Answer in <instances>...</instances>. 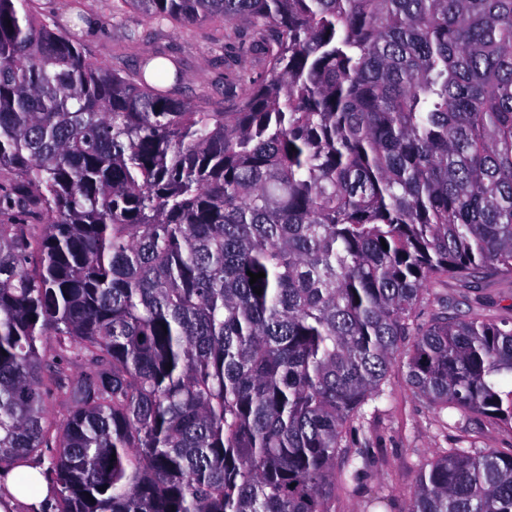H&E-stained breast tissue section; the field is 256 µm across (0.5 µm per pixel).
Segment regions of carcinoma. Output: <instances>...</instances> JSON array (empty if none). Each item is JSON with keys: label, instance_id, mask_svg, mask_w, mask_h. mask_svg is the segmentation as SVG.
I'll list each match as a JSON object with an SVG mask.
<instances>
[{"label": "carcinoma", "instance_id": "1", "mask_svg": "<svg viewBox=\"0 0 512 512\" xmlns=\"http://www.w3.org/2000/svg\"><path fill=\"white\" fill-rule=\"evenodd\" d=\"M32 2L0 0V467L55 440L56 512H336L406 336L413 388L512 429V320L418 322L512 277V0H120L250 32L230 112ZM408 512H512V451H441ZM429 295L420 307V318L428 320L441 311L443 300L461 302V310L468 309L485 314L489 318L512 317V278L499 277L484 281H471L460 277H442L429 288Z\"/></svg>", "mask_w": 512, "mask_h": 512}]
</instances>
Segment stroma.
<instances>
[{"instance_id":"1","label":"stroma","mask_w":512,"mask_h":512,"mask_svg":"<svg viewBox=\"0 0 512 512\" xmlns=\"http://www.w3.org/2000/svg\"><path fill=\"white\" fill-rule=\"evenodd\" d=\"M34 7L64 30L70 18H79L76 33L90 57L117 72H132L151 53L171 55L181 68L174 95L201 102L211 112L233 108L224 89L225 74L242 66L258 76L266 71L263 54L247 50L240 39H225L218 18L193 25L160 22L120 0H36ZM447 299L490 318H511L512 278H441L430 287L421 319L438 315ZM384 389L347 430L346 445L362 451L357 460L361 475L352 486L337 485L336 512H408L419 474L439 449L473 442L481 449L512 450V429L439 411L409 385L402 361L393 363Z\"/></svg>"}]
</instances>
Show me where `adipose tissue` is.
I'll return each mask as SVG.
<instances>
[{"label":"adipose tissue","mask_w":512,"mask_h":512,"mask_svg":"<svg viewBox=\"0 0 512 512\" xmlns=\"http://www.w3.org/2000/svg\"><path fill=\"white\" fill-rule=\"evenodd\" d=\"M53 489L42 467L19 465L0 472V512H44Z\"/></svg>","instance_id":"obj_1"}]
</instances>
